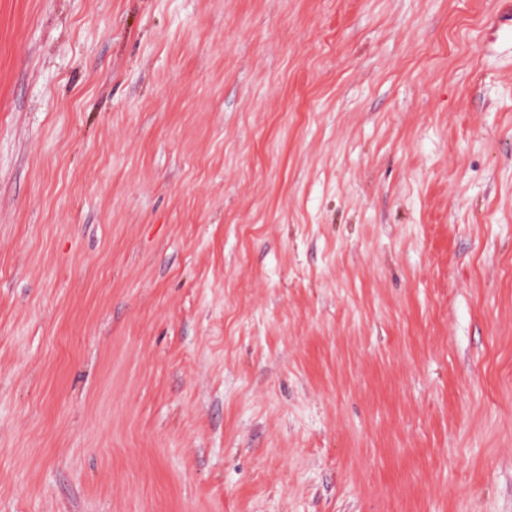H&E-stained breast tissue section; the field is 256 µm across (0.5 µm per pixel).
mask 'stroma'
<instances>
[{
	"instance_id": "stroma-1",
	"label": "stroma",
	"mask_w": 512,
	"mask_h": 512,
	"mask_svg": "<svg viewBox=\"0 0 512 512\" xmlns=\"http://www.w3.org/2000/svg\"><path fill=\"white\" fill-rule=\"evenodd\" d=\"M0 512H512V0H0Z\"/></svg>"
}]
</instances>
